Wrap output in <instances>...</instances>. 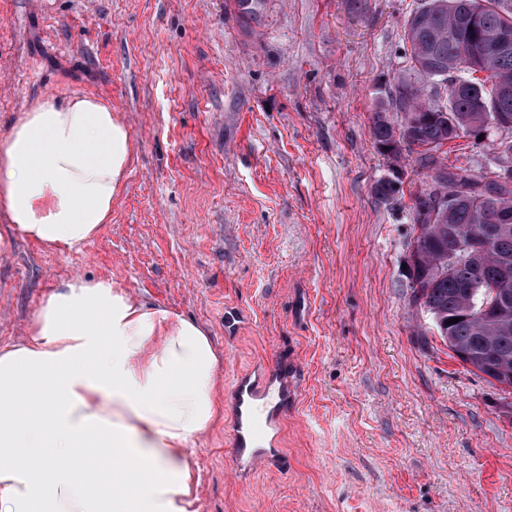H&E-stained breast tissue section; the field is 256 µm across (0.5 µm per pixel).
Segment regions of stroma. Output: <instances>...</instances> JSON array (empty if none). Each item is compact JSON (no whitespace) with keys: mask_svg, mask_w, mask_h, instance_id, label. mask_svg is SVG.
<instances>
[{"mask_svg":"<svg viewBox=\"0 0 512 512\" xmlns=\"http://www.w3.org/2000/svg\"><path fill=\"white\" fill-rule=\"evenodd\" d=\"M420 2L0 0V134L35 100L83 92L133 150L111 223L80 248L0 218V345L57 285L112 279L206 328L222 393L257 361L296 373L285 468L240 480L225 415L191 444L196 512H512V414L412 303L426 172L371 136ZM446 149L448 165L496 167L470 138ZM228 306L249 317L234 338Z\"/></svg>","mask_w":512,"mask_h":512,"instance_id":"35a3bbf8","label":"stroma"}]
</instances>
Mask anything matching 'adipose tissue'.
Masks as SVG:
<instances>
[{
	"mask_svg": "<svg viewBox=\"0 0 512 512\" xmlns=\"http://www.w3.org/2000/svg\"><path fill=\"white\" fill-rule=\"evenodd\" d=\"M127 125L77 93L19 112L0 135V216L34 243L72 249L112 216L131 163ZM204 327L116 281L47 294L0 346V512H195L192 440L224 416ZM37 448L50 456L31 463ZM136 468L111 472V451Z\"/></svg>",
	"mask_w": 512,
	"mask_h": 512,
	"instance_id": "ef3b65f1",
	"label": "adipose tissue"
}]
</instances>
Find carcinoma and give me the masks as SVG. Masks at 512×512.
Instances as JSON below:
<instances>
[{
    "label": "carcinoma",
    "instance_id": "carcinoma-1",
    "mask_svg": "<svg viewBox=\"0 0 512 512\" xmlns=\"http://www.w3.org/2000/svg\"><path fill=\"white\" fill-rule=\"evenodd\" d=\"M505 32L512 34V0H425L404 28L409 70L422 83L400 80L392 106L370 117L381 153L427 170L411 206L413 301L448 351L466 354L464 368L497 380L512 370V314L502 315L493 297L499 288L512 291V179L453 172L443 147L498 116L512 119V94L498 93L512 86V50L497 41ZM434 84L444 85L443 112Z\"/></svg>",
    "mask_w": 512,
    "mask_h": 512
}]
</instances>
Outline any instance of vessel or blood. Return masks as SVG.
<instances>
[{
  "label": "vessel or blood",
  "instance_id": "obj_1",
  "mask_svg": "<svg viewBox=\"0 0 512 512\" xmlns=\"http://www.w3.org/2000/svg\"><path fill=\"white\" fill-rule=\"evenodd\" d=\"M296 397L292 375L278 366L265 367L254 375H237L230 393L234 415L230 456L235 473H248L263 465L283 466L280 409Z\"/></svg>",
  "mask_w": 512,
  "mask_h": 512
}]
</instances>
